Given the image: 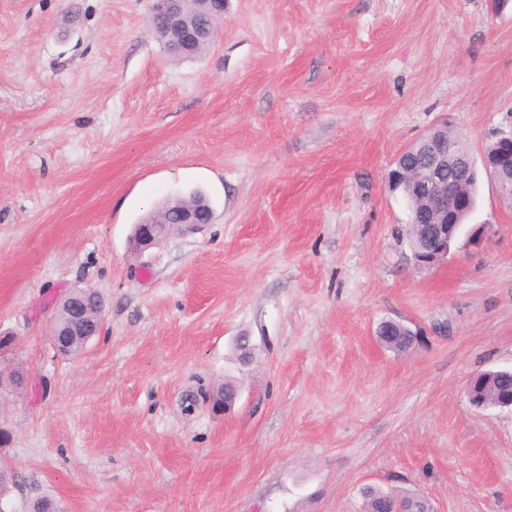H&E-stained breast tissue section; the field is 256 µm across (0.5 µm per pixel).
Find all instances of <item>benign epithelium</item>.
I'll return each instance as SVG.
<instances>
[{
  "label": "benign epithelium",
  "mask_w": 512,
  "mask_h": 512,
  "mask_svg": "<svg viewBox=\"0 0 512 512\" xmlns=\"http://www.w3.org/2000/svg\"><path fill=\"white\" fill-rule=\"evenodd\" d=\"M154 2L156 10L168 17L170 32L176 40L188 43L209 35L201 25L186 21L180 9L181 0ZM482 164L501 194L511 199L512 175L506 173L501 160L491 162L484 155ZM471 166L472 157L464 154L457 140L448 135L446 122L437 124L419 142L405 149L394 162L389 184L407 187L405 200L411 214L416 216L411 221V228L421 239V250L414 256L424 266L432 267L448 257L451 244L461 228L458 222L448 218L460 201L455 174ZM173 229L172 224H141L137 228L134 244L139 248L152 246L166 238ZM93 292V288L85 287L67 296L74 324H79L83 318L78 299Z\"/></svg>",
  "instance_id": "1"
}]
</instances>
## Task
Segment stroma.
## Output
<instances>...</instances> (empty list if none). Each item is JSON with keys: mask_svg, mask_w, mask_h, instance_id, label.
<instances>
[{"mask_svg": "<svg viewBox=\"0 0 512 512\" xmlns=\"http://www.w3.org/2000/svg\"><path fill=\"white\" fill-rule=\"evenodd\" d=\"M151 7L0 0V512H362L367 485L512 512V411L465 392L512 366V201L482 178L490 233L425 268L387 180L440 120L477 161L512 130V0H224L184 60ZM195 190L210 223L133 250ZM86 286L103 329L64 359ZM152 26L153 29L159 38V41L163 44L164 50L172 55L174 58L183 59V58H192L197 57L202 54L209 41L201 40L199 42H195L187 47V49L182 47L174 46L170 43V36L167 33L166 27L163 22L157 18H152ZM92 287L79 288L69 293L67 296L68 307L72 313L73 323L78 325L83 318L82 309L79 308L78 299L93 293ZM97 292V291H96ZM86 318L95 322L97 331L102 329L104 321V302L100 294L97 296L89 295L84 299ZM384 322H388L395 326L391 329V333H393L392 335L385 337L379 336L384 345H386L392 351L404 352L408 350L412 343V336H420V333L417 330L413 331L398 321L390 320ZM396 326L406 329L409 336H399L398 333L401 331Z\"/></svg>", "mask_w": 512, "mask_h": 512, "instance_id": "stroma-1", "label": "stroma"}]
</instances>
